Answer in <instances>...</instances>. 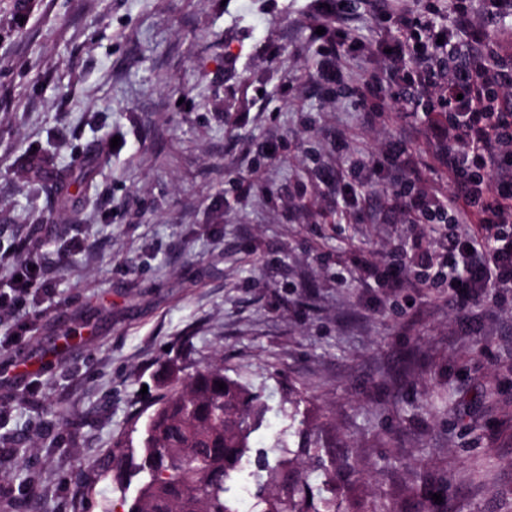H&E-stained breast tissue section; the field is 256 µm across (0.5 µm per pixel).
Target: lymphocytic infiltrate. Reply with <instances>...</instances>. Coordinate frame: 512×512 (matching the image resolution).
Masks as SVG:
<instances>
[{"instance_id": "f902f5d3", "label": "lymphocytic infiltrate", "mask_w": 512, "mask_h": 512, "mask_svg": "<svg viewBox=\"0 0 512 512\" xmlns=\"http://www.w3.org/2000/svg\"><path fill=\"white\" fill-rule=\"evenodd\" d=\"M447 24L431 16L404 17L403 36L394 40L387 54V72L393 81L392 100L410 87L413 108L440 113L444 138L435 151L448 170V193L430 195L419 188V164L408 149L394 144L380 151L370 164L356 166L354 179L364 186L385 171L400 173L395 199L415 224H444V256L422 243L394 245L396 261L380 265L368 260L358 264L362 276L383 274L388 287L406 285L407 267L425 270L423 286L445 283L459 312H467L488 291L512 288V112L501 99L512 95V64L502 61L488 30L472 17L470 0H452ZM436 50L448 68L428 70L411 79L407 64L418 52ZM19 243L0 253V267L10 266L14 279L0 287V314L13 316L12 326L0 332V352L24 345L31 323L19 319L30 299L38 295V271L29 267Z\"/></svg>"}]
</instances>
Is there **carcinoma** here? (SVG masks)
Listing matches in <instances>:
<instances>
[{
	"label": "carcinoma",
	"instance_id": "1",
	"mask_svg": "<svg viewBox=\"0 0 512 512\" xmlns=\"http://www.w3.org/2000/svg\"><path fill=\"white\" fill-rule=\"evenodd\" d=\"M226 388L221 390L218 384ZM142 431L114 443L111 471L116 484L126 472L139 477L127 512H240L232 483L246 465L257 486L256 512H346L335 490L344 460L315 437L299 411L288 414L297 448L270 457L253 448L250 437L261 425L266 405L260 395L224 376L220 365L195 370L155 400ZM320 486L307 478L308 466Z\"/></svg>",
	"mask_w": 512,
	"mask_h": 512
}]
</instances>
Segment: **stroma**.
Wrapping results in <instances>:
<instances>
[{"label": "stroma", "instance_id": "35a3bbf8", "mask_svg": "<svg viewBox=\"0 0 512 512\" xmlns=\"http://www.w3.org/2000/svg\"><path fill=\"white\" fill-rule=\"evenodd\" d=\"M321 2L0 0V251L29 241L53 288L26 310L35 393L0 383V512H124L113 442L172 363L215 361L268 407L253 447L293 446L298 402L347 459V512H512V289L462 315L447 288L359 280L355 255L441 230L392 210L389 180L364 223L336 203L391 141L447 191L432 117L387 99L366 124L349 88L384 68L395 16L441 22L448 0ZM316 17L360 44L345 84L316 81Z\"/></svg>", "mask_w": 512, "mask_h": 512}]
</instances>
